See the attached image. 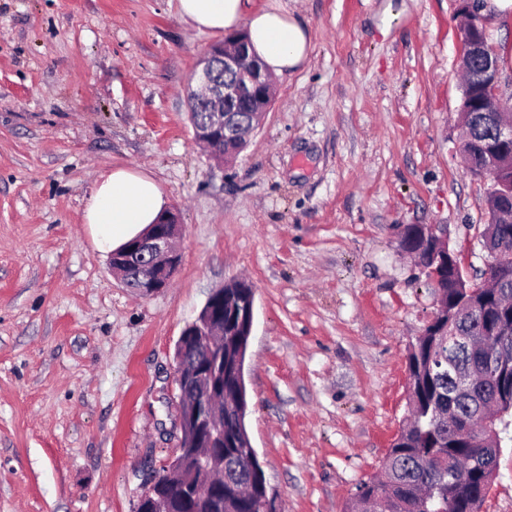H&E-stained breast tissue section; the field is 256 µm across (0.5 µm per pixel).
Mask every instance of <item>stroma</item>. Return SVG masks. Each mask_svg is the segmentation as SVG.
I'll list each match as a JSON object with an SVG mask.
<instances>
[{
  "label": "stroma",
  "mask_w": 512,
  "mask_h": 512,
  "mask_svg": "<svg viewBox=\"0 0 512 512\" xmlns=\"http://www.w3.org/2000/svg\"><path fill=\"white\" fill-rule=\"evenodd\" d=\"M279 2L311 53L227 165L188 101L221 37L178 0H0V512H134L179 446L175 344L237 280L255 292L246 426L281 512H343L405 425L438 290L402 226H447L468 274L488 262L458 4ZM115 167L179 214L182 261L151 296L83 219Z\"/></svg>",
  "instance_id": "stroma-1"
}]
</instances>
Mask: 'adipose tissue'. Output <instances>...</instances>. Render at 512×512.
Here are the masks:
<instances>
[{"label":"adipose tissue","mask_w":512,"mask_h":512,"mask_svg":"<svg viewBox=\"0 0 512 512\" xmlns=\"http://www.w3.org/2000/svg\"><path fill=\"white\" fill-rule=\"evenodd\" d=\"M182 18L194 29L212 33L246 30L267 70L283 75L298 70L311 47L307 30L281 6L246 12L244 0H179ZM166 210L160 184L125 167L102 174L85 205L96 249L112 253L147 232Z\"/></svg>","instance_id":"adipose-tissue-1"}]
</instances>
